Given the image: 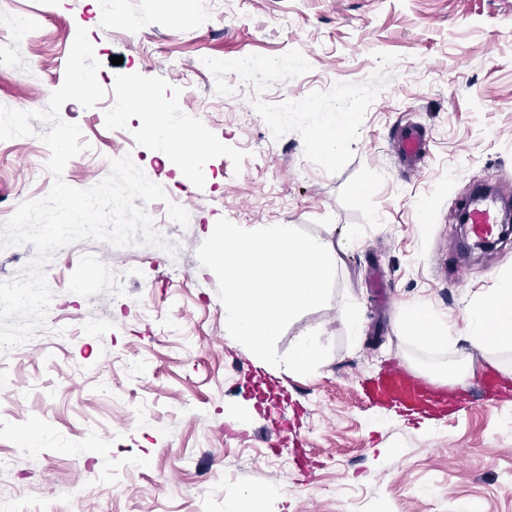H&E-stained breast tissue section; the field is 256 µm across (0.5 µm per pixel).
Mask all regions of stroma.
<instances>
[{"instance_id": "obj_1", "label": "stroma", "mask_w": 512, "mask_h": 512, "mask_svg": "<svg viewBox=\"0 0 512 512\" xmlns=\"http://www.w3.org/2000/svg\"><path fill=\"white\" fill-rule=\"evenodd\" d=\"M81 27L108 95L62 106L89 145L64 181L89 188L127 154L165 191L154 223L175 198L188 221L169 252L86 239L47 265L45 329L0 356V488L21 512H512V400L475 393L448 420L411 422L363 394L392 359L439 374L466 355L478 372L512 365V350H435L398 329L423 303L460 332L471 299L512 276V243L464 258L456 219L479 181L512 194V0H196L184 17L175 0H123L109 28L95 0H0V107L45 108ZM140 90L182 100L209 148L185 167L166 157ZM340 113L348 145L328 161L312 142ZM404 124L429 136L414 177L389 145ZM33 127L0 141V223L53 186L48 126ZM364 167L385 176L381 223L349 244L331 302L277 343L316 330L332 352L312 374L271 377L227 331L196 256L207 227L339 239L361 216L338 194Z\"/></svg>"}]
</instances>
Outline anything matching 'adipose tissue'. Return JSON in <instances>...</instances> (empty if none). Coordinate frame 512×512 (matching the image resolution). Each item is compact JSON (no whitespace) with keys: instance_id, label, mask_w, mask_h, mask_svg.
Segmentation results:
<instances>
[{"instance_id":"ef3b65f1","label":"adipose tissue","mask_w":512,"mask_h":512,"mask_svg":"<svg viewBox=\"0 0 512 512\" xmlns=\"http://www.w3.org/2000/svg\"><path fill=\"white\" fill-rule=\"evenodd\" d=\"M162 148L172 149L175 161L188 159L197 146L206 144L204 133L188 122L164 118L150 127ZM400 331L420 340L447 343L448 336L434 314L426 307L405 309ZM463 340L476 348L512 349V277L502 279L497 288L478 294L465 312Z\"/></svg>"}]
</instances>
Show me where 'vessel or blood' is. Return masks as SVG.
I'll return each mask as SVG.
<instances>
[{
    "instance_id": "b4317fda",
    "label": "vessel or blood",
    "mask_w": 512,
    "mask_h": 512,
    "mask_svg": "<svg viewBox=\"0 0 512 512\" xmlns=\"http://www.w3.org/2000/svg\"><path fill=\"white\" fill-rule=\"evenodd\" d=\"M392 150L406 172L419 174L427 156L425 129L417 125L400 129L392 141ZM465 210L469 216L472 236L483 239L493 234L500 213L495 195L472 199L466 202ZM473 391L479 392L492 405L499 397L500 387L493 373L485 370L450 391L396 360L389 362L376 376L370 378L363 388L368 400L387 403L410 414L462 403Z\"/></svg>"
}]
</instances>
